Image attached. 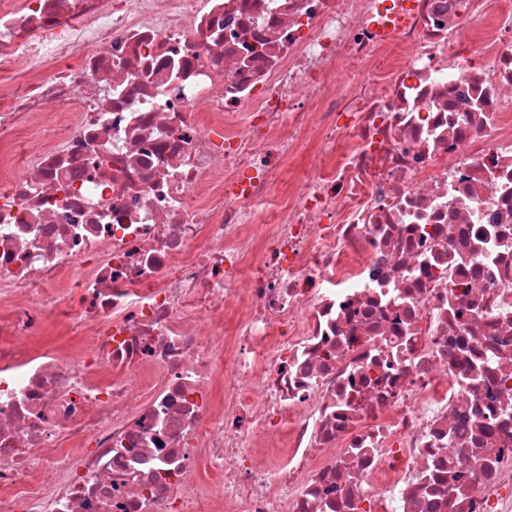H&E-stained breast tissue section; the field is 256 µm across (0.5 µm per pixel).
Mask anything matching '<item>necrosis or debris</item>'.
Masks as SVG:
<instances>
[{
	"label": "necrosis or debris",
	"mask_w": 512,
	"mask_h": 512,
	"mask_svg": "<svg viewBox=\"0 0 512 512\" xmlns=\"http://www.w3.org/2000/svg\"><path fill=\"white\" fill-rule=\"evenodd\" d=\"M379 4L0 0V512H512V0Z\"/></svg>",
	"instance_id": "1"
}]
</instances>
